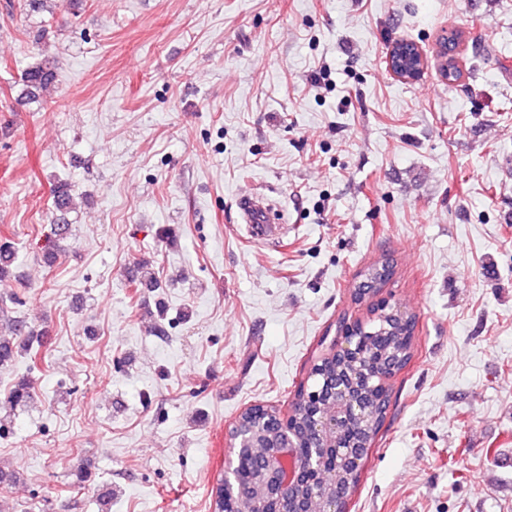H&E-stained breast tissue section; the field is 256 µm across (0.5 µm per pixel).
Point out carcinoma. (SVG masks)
I'll return each mask as SVG.
<instances>
[{"label": "carcinoma", "instance_id": "carcinoma-1", "mask_svg": "<svg viewBox=\"0 0 512 512\" xmlns=\"http://www.w3.org/2000/svg\"><path fill=\"white\" fill-rule=\"evenodd\" d=\"M56 78V69L48 61H40L26 67L20 76L21 86L18 100L34 101L41 90L52 84ZM76 186L67 180H59L50 189L52 208L59 213L53 223L51 232L41 246L44 263L51 267L57 251L72 236V227L66 220L71 210ZM18 251L14 242L8 238L0 239V279L12 274L17 265ZM393 274L392 267H384L377 261L367 266L360 273V281L351 292V297L362 299L367 282L382 284ZM391 309L377 313L373 323L365 328L363 353L361 356H337L317 362L309 373L316 378V384L336 377L352 387L359 402L365 408L364 417L352 422L342 441L352 451L367 452L374 444L382 429L390 406L388 390L380 386V376L391 370L403 369L412 358L414 333L417 317H390ZM40 335L31 322L24 318L14 321L12 335L0 336V370L14 366L19 359L28 360L25 372L17 375L7 392L9 403L15 407H24L33 399V372L41 360L42 347L34 343V337ZM313 388L300 385L289 402L288 423L296 436V451L306 454L309 451V428L314 413L326 415L330 407L325 403H311L308 400ZM244 421L256 426V442L252 451L238 461V476L242 486L254 484L259 461L266 445L273 438L274 432L282 421V413L275 410L261 415L254 414L248 408L240 415ZM360 480V474L348 467L335 470L332 460L323 458L320 468L295 488L294 497L306 503L310 512H326L328 503L339 488L352 489ZM264 507L263 493L260 488L251 492H241L236 488L224 490V483L216 488L213 512H260Z\"/></svg>", "mask_w": 512, "mask_h": 512}]
</instances>
